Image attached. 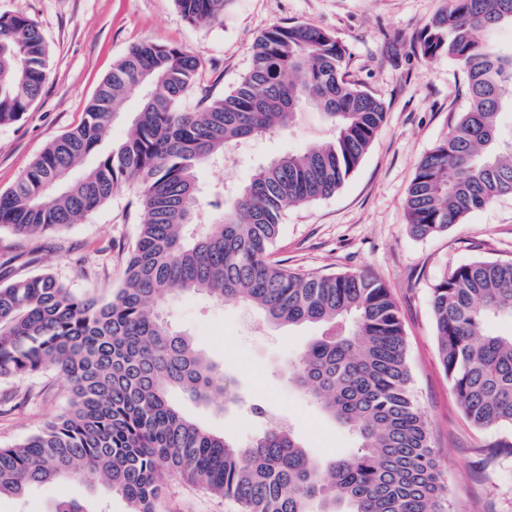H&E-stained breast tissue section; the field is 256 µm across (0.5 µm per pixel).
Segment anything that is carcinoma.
I'll use <instances>...</instances> for the list:
<instances>
[{"label":"carcinoma","instance_id":"obj_1","mask_svg":"<svg viewBox=\"0 0 512 512\" xmlns=\"http://www.w3.org/2000/svg\"><path fill=\"white\" fill-rule=\"evenodd\" d=\"M195 25L224 16L230 0H175ZM512 0H449L422 28L415 50L446 57L465 74L468 104L424 156L405 216L426 238L512 195ZM346 50L311 24L276 25L252 45L250 66L203 109L182 106L204 60L181 46L134 45L100 83L81 123L53 139L0 193V230L55 237L107 203L119 186L139 189V222L124 280L103 299L50 273L0 274V379L47 368L70 388L64 410L12 448H0V496L81 478L120 494L128 512H159L168 479L232 501L237 512H448V487L410 385L401 312L389 286L363 273H301L271 259L286 210L333 195L386 119L385 103L345 79ZM50 74L38 23L0 15V125L19 121ZM142 92L128 137L100 150L126 97ZM321 113L328 134L272 158L235 189L217 192L212 221L192 229L198 172L248 140ZM92 165L72 170L89 156ZM205 294L256 306L274 324L313 323L321 333L288 364V381L360 444L348 457H312L273 426L245 446L182 412V392L229 411L236 396L193 339L163 316L173 297ZM431 307L440 363L477 428L512 426V259L473 260L443 274ZM46 512H92L62 500Z\"/></svg>","mask_w":512,"mask_h":512}]
</instances>
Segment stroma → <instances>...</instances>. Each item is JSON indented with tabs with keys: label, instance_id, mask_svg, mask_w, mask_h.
<instances>
[{
	"label": "stroma",
	"instance_id": "35a3bbf8",
	"mask_svg": "<svg viewBox=\"0 0 512 512\" xmlns=\"http://www.w3.org/2000/svg\"><path fill=\"white\" fill-rule=\"evenodd\" d=\"M447 0H230L221 22L189 23L174 0H0V14L39 24L51 72L29 112L0 125V192L12 187L44 147L76 127L102 79L130 46L144 40L190 48L205 61L200 87L185 99L195 108L203 91L219 95L245 74L255 38L275 25L308 23L336 36L346 49V76L380 97L386 121L354 173L332 196L289 207L273 260L302 272L365 271L384 280L400 308L411 388L424 414L448 486L450 512H512V426L475 428L463 415L440 364L430 308L431 288L446 271L475 259H512V195L469 214L447 232L418 239L404 215L419 161L447 135L467 105L466 78L445 58L424 60L414 50L425 22ZM323 131L319 113L277 135L254 140L221 172L201 169L208 222L216 181L234 187L270 157L302 149ZM138 190L122 185L112 199L63 237L37 240L0 232V261L37 249L27 276L51 272L76 292L108 295L124 276V256L137 232ZM166 318L190 334L224 369L226 386L242 400L230 414L176 395L182 411L210 430L246 445L271 424L300 437L308 451L332 460L358 446L289 383L284 368L319 335L317 325L274 326L256 308L220 305L205 295L170 299ZM34 394L33 405L0 415V447L22 443L65 407L69 388L54 369L0 380V396ZM262 402L268 417L251 414ZM61 497L87 501L91 512H127L121 495L91 493L68 479L35 487L22 498L0 497V512H46ZM161 512H234L224 498L180 478L167 482Z\"/></svg>",
	"mask_w": 512,
	"mask_h": 512
}]
</instances>
